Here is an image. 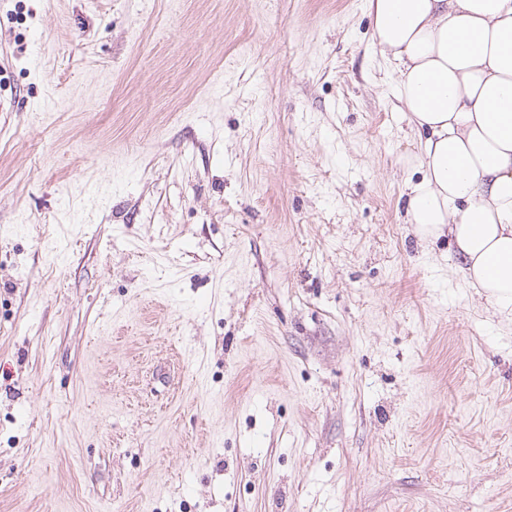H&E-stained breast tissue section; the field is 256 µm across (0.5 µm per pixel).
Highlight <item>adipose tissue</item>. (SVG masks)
<instances>
[{
  "label": "adipose tissue",
  "mask_w": 512,
  "mask_h": 512,
  "mask_svg": "<svg viewBox=\"0 0 512 512\" xmlns=\"http://www.w3.org/2000/svg\"><path fill=\"white\" fill-rule=\"evenodd\" d=\"M393 94L421 134L405 184L420 240L512 320V0H367Z\"/></svg>",
  "instance_id": "obj_1"
}]
</instances>
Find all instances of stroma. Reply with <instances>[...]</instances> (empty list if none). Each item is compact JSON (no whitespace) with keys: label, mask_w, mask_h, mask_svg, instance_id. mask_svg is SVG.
I'll use <instances>...</instances> for the list:
<instances>
[{"label":"stroma","mask_w":512,"mask_h":512,"mask_svg":"<svg viewBox=\"0 0 512 512\" xmlns=\"http://www.w3.org/2000/svg\"><path fill=\"white\" fill-rule=\"evenodd\" d=\"M393 81L366 0H0V512H512Z\"/></svg>","instance_id":"obj_1"}]
</instances>
